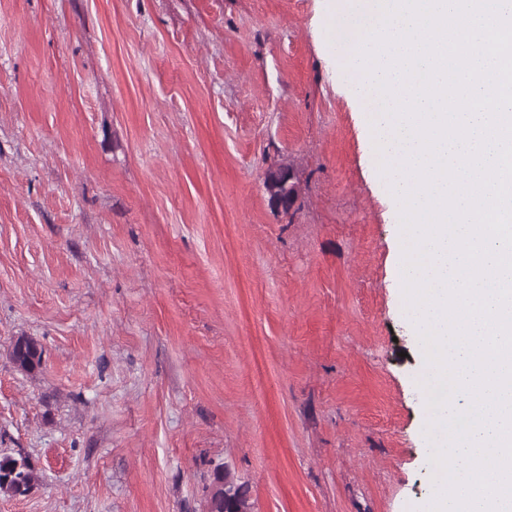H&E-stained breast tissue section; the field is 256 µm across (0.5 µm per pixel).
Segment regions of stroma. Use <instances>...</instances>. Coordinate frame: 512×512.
Masks as SVG:
<instances>
[{"label":"stroma","mask_w":512,"mask_h":512,"mask_svg":"<svg viewBox=\"0 0 512 512\" xmlns=\"http://www.w3.org/2000/svg\"><path fill=\"white\" fill-rule=\"evenodd\" d=\"M322 4L0 0V453L42 472L0 512H207L218 466L253 512L429 494L397 208ZM263 185L271 206L273 202H276L292 208L297 202V186L294 175L289 168H268L265 172ZM44 351L32 338L18 337L12 344L11 360L19 369L34 373L42 368Z\"/></svg>","instance_id":"stroma-1"}]
</instances>
